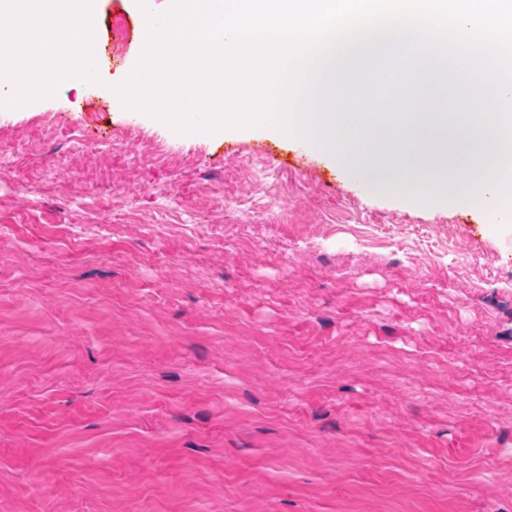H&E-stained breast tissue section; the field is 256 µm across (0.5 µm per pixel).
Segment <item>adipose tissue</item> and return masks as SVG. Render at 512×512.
<instances>
[{"label":"adipose tissue","mask_w":512,"mask_h":512,"mask_svg":"<svg viewBox=\"0 0 512 512\" xmlns=\"http://www.w3.org/2000/svg\"><path fill=\"white\" fill-rule=\"evenodd\" d=\"M95 0H0V13L14 17L13 28L0 31L10 52L0 54V79L17 84L15 106L34 92L82 71L97 47L84 40L94 21Z\"/></svg>","instance_id":"adipose-tissue-1"}]
</instances>
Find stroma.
<instances>
[{
  "label": "stroma",
  "instance_id": "stroma-1",
  "mask_svg": "<svg viewBox=\"0 0 512 512\" xmlns=\"http://www.w3.org/2000/svg\"><path fill=\"white\" fill-rule=\"evenodd\" d=\"M143 29L0 108V512H512V228L132 115Z\"/></svg>",
  "mask_w": 512,
  "mask_h": 512
}]
</instances>
